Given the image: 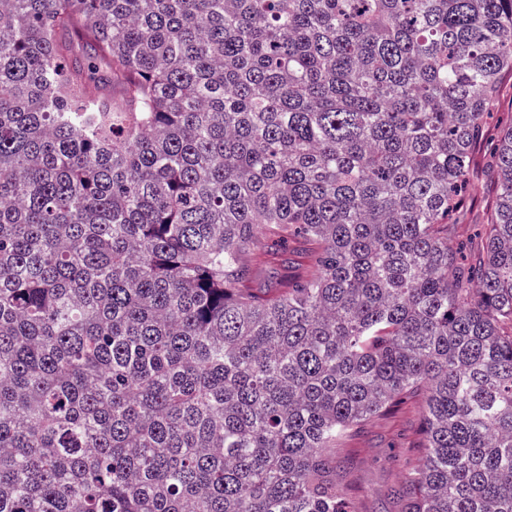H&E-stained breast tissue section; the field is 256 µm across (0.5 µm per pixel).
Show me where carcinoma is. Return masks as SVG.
Listing matches in <instances>:
<instances>
[{"mask_svg":"<svg viewBox=\"0 0 512 512\" xmlns=\"http://www.w3.org/2000/svg\"><path fill=\"white\" fill-rule=\"evenodd\" d=\"M507 77L512 0H0V512H356L418 391L406 512H512ZM512 120V80L505 81L502 86L497 111L486 120V135L493 138L498 130ZM472 177L478 192L473 200L460 210L458 214L460 224L453 226L452 238L467 240L472 254L477 255L484 241L483 224H485L486 208L492 200L490 175L481 155L476 159ZM422 394L383 411L349 431L337 444L338 457L349 461L346 480L359 512H401L392 490L406 471L421 463Z\"/></svg>","mask_w":512,"mask_h":512,"instance_id":"obj_1","label":"carcinoma"}]
</instances>
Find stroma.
Instances as JSON below:
<instances>
[{
	"mask_svg": "<svg viewBox=\"0 0 512 512\" xmlns=\"http://www.w3.org/2000/svg\"><path fill=\"white\" fill-rule=\"evenodd\" d=\"M472 177L478 192L460 210L452 236L467 240L476 254L484 241L486 208L492 199L484 160H476ZM421 418L422 397L417 394L352 429L338 442L336 454L349 462L346 480L358 512H402L404 504L394 497L393 489L410 467L421 462Z\"/></svg>",
	"mask_w": 512,
	"mask_h": 512,
	"instance_id": "obj_1",
	"label": "stroma"
}]
</instances>
